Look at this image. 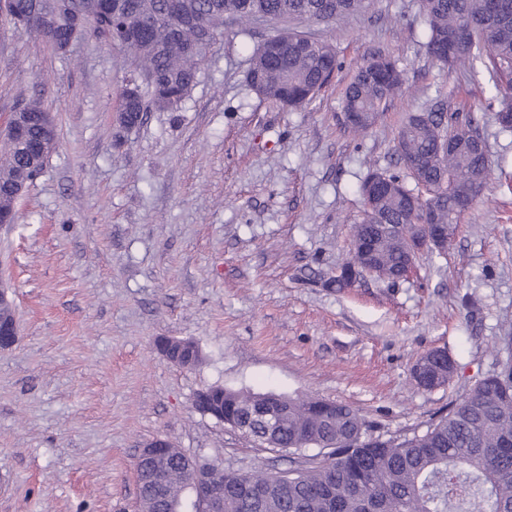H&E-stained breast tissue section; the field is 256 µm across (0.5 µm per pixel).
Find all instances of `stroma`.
<instances>
[{
    "instance_id": "35a3bbf8",
    "label": "stroma",
    "mask_w": 512,
    "mask_h": 512,
    "mask_svg": "<svg viewBox=\"0 0 512 512\" xmlns=\"http://www.w3.org/2000/svg\"><path fill=\"white\" fill-rule=\"evenodd\" d=\"M419 0H366L307 34L341 67L307 106L246 82L268 24L229 22L178 111L123 129L116 94L130 58L93 37L58 54L0 27V122L29 100L56 120L57 145L0 227V280L19 335L0 349V512H138L135 459L156 438L241 473L303 458L254 444L196 410L197 393L312 395L355 408L369 434L403 439L445 417L506 357L512 330V131L481 60L454 68L426 52ZM398 59L403 91L368 133L337 120L356 67ZM474 116L493 178L447 253L423 252L409 279L326 281L351 259L358 188L399 171L402 118L432 107ZM196 343L185 369L158 337ZM447 351L444 386L412 378Z\"/></svg>"
}]
</instances>
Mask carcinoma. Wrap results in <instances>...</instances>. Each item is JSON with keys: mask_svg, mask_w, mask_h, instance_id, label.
<instances>
[{"mask_svg": "<svg viewBox=\"0 0 512 512\" xmlns=\"http://www.w3.org/2000/svg\"><path fill=\"white\" fill-rule=\"evenodd\" d=\"M427 28L426 49L439 63L453 67L470 59L485 60L486 71L502 99L512 97V0H420ZM28 14L9 18L54 51L62 38L92 36L125 52L138 74L147 73L150 95L131 102L126 90L116 111L122 126H137L147 103L176 111L196 84L200 65L224 34L228 17L241 24L263 17L275 34L253 48L246 73L259 95L291 108L311 102L339 66L326 40L288 30V24L331 27L354 14L364 0H26ZM467 34L463 52L453 37ZM405 83L394 58L378 53L363 60L343 93L342 111L362 120L347 127L355 135L370 130ZM29 119L23 138L9 139L0 159V206L11 210L8 190L31 183L48 157L30 146L43 135L48 118L41 104L25 105ZM479 134L473 116L459 121L436 110L410 113L400 126L397 161L414 181L399 174L371 170L360 185L362 220L353 225L352 241L368 248L365 265L392 278L405 265V233L380 224H413L424 208L439 212L449 224L441 246L451 243L457 211L478 197L491 180L487 150L474 147ZM428 351L414 366L424 365L422 381L448 382V363ZM209 405L224 419L248 426L244 436L272 448L326 449L305 460V467L270 481L262 471L224 474V512H512V358L460 398L448 415L426 432L402 441L365 438L366 425L353 407L311 396L290 397L273 391L241 392L221 386L207 389ZM171 466L165 483L148 482L149 463H136L138 506L169 512L184 501L189 472L186 454L168 449Z\"/></svg>", "mask_w": 512, "mask_h": 512, "instance_id": "cac0c4a2", "label": "carcinoma"}]
</instances>
